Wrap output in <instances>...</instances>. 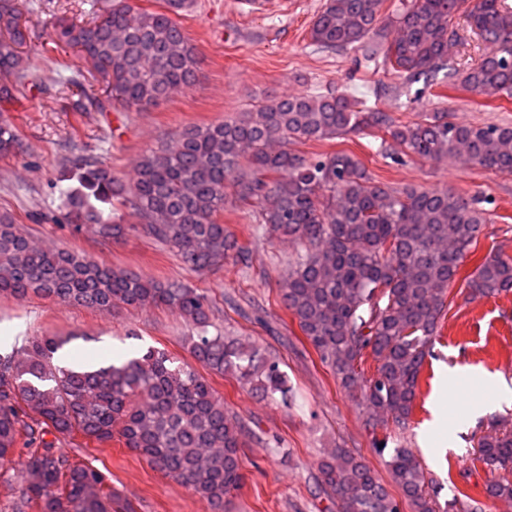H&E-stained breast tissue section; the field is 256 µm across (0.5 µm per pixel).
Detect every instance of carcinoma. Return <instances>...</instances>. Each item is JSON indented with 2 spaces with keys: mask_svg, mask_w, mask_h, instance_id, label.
<instances>
[{
  "mask_svg": "<svg viewBox=\"0 0 512 512\" xmlns=\"http://www.w3.org/2000/svg\"><path fill=\"white\" fill-rule=\"evenodd\" d=\"M189 0H164L165 10H135L111 0L102 13L76 23L51 24V37L77 50L101 84L85 89L81 74L62 65L54 90L76 93L74 112L144 111L194 84L196 50L173 19ZM384 0H325L310 40L328 50L353 49L395 82L377 84L374 98L415 84L433 85L458 40L464 17L484 45L480 60L455 72L451 89L512 98V6L505 0H406L393 15ZM22 7L0 0V103L41 83L24 57L28 38ZM380 140V151L422 160L453 159L466 167L512 176V123L473 124L447 112H419L404 121L369 99L316 89L276 97L241 116L184 127L176 141L138 162L132 183L118 178L106 159L80 155L68 171L78 186L63 192L59 208L69 224H96L103 237L125 227L106 224L102 206L131 209L147 233L190 268L221 267L228 257L249 266L250 250L218 220L228 188L258 207L255 221L297 245L279 283L280 300L340 387L363 405L371 433L389 423L406 428L420 375L433 356L448 294L467 254L490 223L483 199L454 189H395L374 181L345 152L306 157L288 151L289 140L323 142L346 134ZM16 127L0 118V155L16 152ZM474 299L512 292V256L490 253L462 279ZM0 295H30L97 311L118 305L165 307L194 328L185 345L194 363L149 348L104 360L86 356L71 366L54 362L64 341L32 336L0 356V461L23 444L27 454L14 512H132L112 505L108 477L74 462L44 440L36 426L60 436L74 433L97 443L117 437L166 476L224 512L227 496L245 481L242 449L268 446L230 414L200 369L231 375L264 399L292 398L288 376L255 343L219 333L211 300L180 281L117 269L85 252L46 248L21 233L13 214L0 212ZM376 364L370 378L362 366ZM388 452L397 500L359 455L326 452L321 483L338 512H440L436 487L411 449L374 440ZM477 459L493 474L488 499L512 500V422L499 423L477 441ZM456 512H485L466 492Z\"/></svg>",
  "mask_w": 512,
  "mask_h": 512,
  "instance_id": "1",
  "label": "carcinoma"
}]
</instances>
